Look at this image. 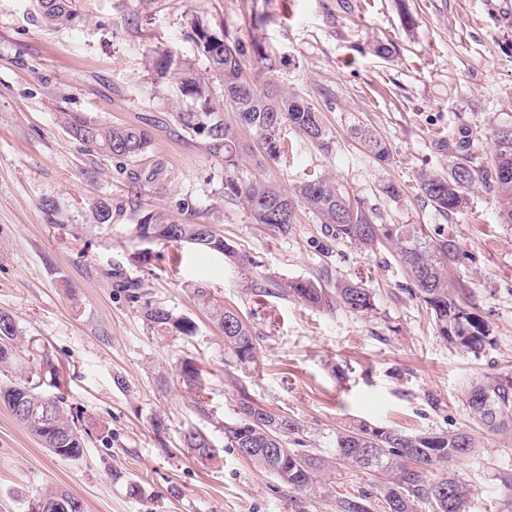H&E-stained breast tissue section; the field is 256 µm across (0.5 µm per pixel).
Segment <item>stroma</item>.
Segmentation results:
<instances>
[{"mask_svg":"<svg viewBox=\"0 0 512 512\" xmlns=\"http://www.w3.org/2000/svg\"><path fill=\"white\" fill-rule=\"evenodd\" d=\"M73 8L72 24L60 27L35 0H0V311L16 320L25 359L46 351L65 367L63 405L86 428L87 445L78 460L54 455L0 407V512H26L48 485L78 496L84 512H333L335 494L357 492L382 512L381 475L334 461L337 429L358 421L472 434L474 451L452 465L476 489L466 512H512L499 482L512 472V436L486 432L464 405L472 380L512 372V224L501 223L498 198L484 188L448 216L416 191L419 173L440 168L445 152L488 166L494 131L512 127V0H73ZM196 13L231 39L262 41L275 67L260 71L247 56L258 88L300 96L324 115L329 149L284 128L293 151L253 177L286 190L309 174L332 177L380 223L417 224L448 240L459 294L490 327L479 354L438 335L388 250L331 240L304 209L282 236L225 198L223 157L173 119L184 106L175 75L146 64L164 53L208 76L190 37ZM386 37L396 50L384 59L373 47ZM78 118L145 129L151 150L137 162L85 151L71 131ZM357 126L386 140L388 163L355 139ZM390 183L399 196L385 193ZM102 200L112 219L99 226L92 209ZM150 211L212 225L252 268L186 244L144 243L136 224ZM323 274L369 288L373 311L254 293L268 278ZM121 277L143 280L149 300L193 319L195 334L157 335L118 288ZM197 283L248 324L252 363L225 349L194 298ZM187 363L202 372L210 420L191 410L180 376ZM245 398L301 424L296 449L330 462L322 488L294 493L232 448L215 464L192 458L184 430L201 427L223 446Z\"/></svg>","mask_w":512,"mask_h":512,"instance_id":"35a3bbf8","label":"stroma"}]
</instances>
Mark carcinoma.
<instances>
[{"label":"carcinoma","mask_w":512,"mask_h":512,"mask_svg":"<svg viewBox=\"0 0 512 512\" xmlns=\"http://www.w3.org/2000/svg\"><path fill=\"white\" fill-rule=\"evenodd\" d=\"M45 20L66 26L74 19L71 0H39ZM191 39L209 64V72L221 84L222 98L212 96L209 82L198 76L194 67L176 63L163 54L149 57L151 66L165 74L177 71V88L186 110L175 113V121L191 136L204 139L208 149L224 156V196L241 202L253 223L270 230L288 233L294 223L295 208L303 207L315 215L327 236L349 241L364 248L385 247L399 259L408 276L412 296L430 310L438 335L461 352L476 353L488 343V325L472 311L459 295L448 274L452 245L448 240H432L415 224H379L378 216L350 197L334 179L316 176L296 184L286 193L271 182L243 176L251 159L241 143L242 127L261 142L260 165L277 162L285 153L283 125L291 127L303 142L322 149L329 139L322 112L296 96L275 97L261 91L245 74V49L229 35L217 37L202 14L193 15ZM236 114L237 125L224 122V112ZM75 136L101 156L136 160L147 155L152 135L145 129L127 126H90L77 124ZM356 138L380 162L390 156V147L377 133L358 128ZM495 154L491 166L476 169L463 159L449 162L443 172H423L417 180L420 196L444 215L466 208L469 194L478 186L495 192L501 204L502 223L512 224V177H495L496 169L512 174V131L494 133ZM138 233H147L160 243H188L202 251L237 257L232 245L208 224L173 223L161 212L144 215L137 224ZM121 287L130 301L142 302L141 311L157 334L174 329L192 336L196 323L188 317H175L167 308L145 296L141 280L125 279ZM266 296L301 301L317 308L340 307L367 314L374 309L370 289L345 280L301 279L272 281L260 289ZM194 295L222 333L224 348L241 363L254 359L252 333L247 323L232 308L211 297L203 285L194 287ZM21 331L7 312L0 311V373L10 372L20 362L17 341ZM183 384L191 390L192 408L205 419L210 417L209 403L199 379V370L185 364L181 368ZM59 364L45 354L31 377L0 384V406L5 408L49 452L78 460L84 455L85 438L69 419L62 401L41 391L46 385L60 388ZM465 405L472 419L487 431L512 435V372L486 376L473 383L465 393ZM302 432L295 419L242 403L239 417L224 424L225 446L234 448L246 460L272 474L296 493L312 490L326 460L312 452L288 447V438ZM183 445L194 457L212 461L219 455L209 436L190 427L183 432ZM336 459L343 464L379 473L385 477L379 486L384 512H417V505H430L432 512H458L453 504L465 507L473 494L470 484L448 471L435 480L426 472L469 455L474 438L465 432H432L406 435L390 427L359 422L336 431ZM335 512H372L374 505L363 494H339ZM28 512H84L79 497L60 487L47 488L28 501Z\"/></svg>","instance_id":"cac0c4a2"}]
</instances>
